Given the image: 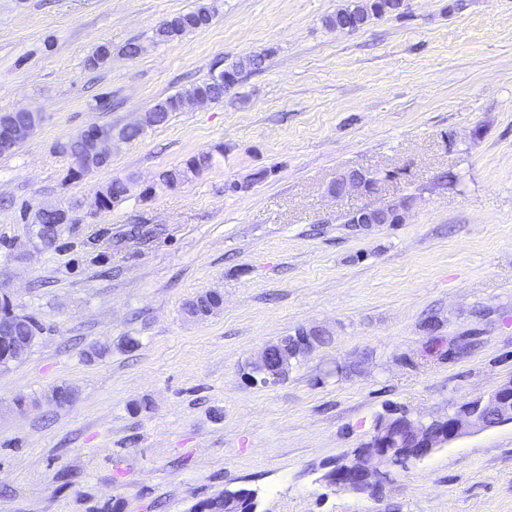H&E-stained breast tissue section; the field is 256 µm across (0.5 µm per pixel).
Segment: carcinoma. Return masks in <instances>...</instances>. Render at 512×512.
<instances>
[{"label":"carcinoma","instance_id":"1","mask_svg":"<svg viewBox=\"0 0 512 512\" xmlns=\"http://www.w3.org/2000/svg\"><path fill=\"white\" fill-rule=\"evenodd\" d=\"M403 0H351V3L336 10L325 19L326 26L336 27L342 22H348L355 28L361 29L374 18L388 13H400ZM213 8L201 4L196 8L177 13L165 19L156 29L152 43L164 44L177 41L189 33L200 32L209 28L214 20ZM267 55L257 53L242 58L230 66L211 75L207 80L194 84L183 92L169 96L157 102L141 118L121 127L117 134H112V128H104L102 132L114 135L119 142H130L139 138L148 128L166 123L174 112H181L184 108L196 101L205 100L219 102L224 99V93L235 85L246 72H260L264 68ZM0 121L7 123L18 131V137L10 148L1 149L0 155L13 153L27 141L28 132L35 126L36 120L24 110H16L0 116ZM57 150L69 155L82 163L83 172L89 173L110 165V159L98 157L92 152L87 139L81 134L69 137L66 141L57 144ZM213 163L211 154L192 156L179 166H174L161 173L162 180L171 186L180 185L193 178L201 176ZM134 177L127 175L123 178L115 177L100 189L102 209L110 210L122 204L128 198ZM62 204L53 201L38 203L36 212L38 221L32 225L31 241H36L49 247L56 237L60 236L62 224L58 214ZM221 300L216 294H205L191 301L187 313L192 317L203 318L219 309ZM40 332L39 324L29 315L10 325V334L20 341L28 344ZM250 491L247 489L227 491L225 506L229 512H251L253 503L249 501Z\"/></svg>","mask_w":512,"mask_h":512}]
</instances>
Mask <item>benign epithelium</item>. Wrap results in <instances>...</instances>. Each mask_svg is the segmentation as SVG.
Instances as JSON below:
<instances>
[{
    "label": "benign epithelium",
    "mask_w": 512,
    "mask_h": 512,
    "mask_svg": "<svg viewBox=\"0 0 512 512\" xmlns=\"http://www.w3.org/2000/svg\"><path fill=\"white\" fill-rule=\"evenodd\" d=\"M365 177L366 173L360 172L338 181L328 189V194L339 199L351 190L369 193L371 186L365 183ZM322 333L324 330L317 327L306 329L298 338L297 349L308 355L317 346V337ZM291 368L288 347L276 350L268 344L249 364L247 378L255 386H263L285 379ZM511 402L512 384H503L426 423L400 413L382 417L360 447L353 449L344 459L323 464L320 481L335 491L378 498L395 473L427 459L449 440L501 424Z\"/></svg>",
    "instance_id": "benign-epithelium-1"
}]
</instances>
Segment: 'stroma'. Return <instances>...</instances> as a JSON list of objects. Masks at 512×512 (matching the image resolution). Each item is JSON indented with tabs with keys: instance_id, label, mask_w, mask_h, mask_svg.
Wrapping results in <instances>:
<instances>
[{
	"instance_id": "1",
	"label": "stroma",
	"mask_w": 512,
	"mask_h": 512,
	"mask_svg": "<svg viewBox=\"0 0 512 512\" xmlns=\"http://www.w3.org/2000/svg\"><path fill=\"white\" fill-rule=\"evenodd\" d=\"M201 2L0 0V113L42 116L0 156V285L41 327L0 369V512H191L240 487L262 512H512V423L449 441L381 501L319 481L389 410L426 418L512 379V0H404L353 32L325 24L349 0H213L209 29L151 46ZM131 42L147 52L129 58ZM260 52L263 71L114 147L107 168L73 177L54 149ZM201 153L200 177L160 181ZM347 169L376 173L374 192L328 196ZM130 174L129 198L97 210ZM398 197L403 223L346 228ZM44 200L70 207L49 248L20 216ZM207 292L221 308L189 317ZM430 315L473 348L421 359ZM315 325L331 342L285 380L245 378L265 345Z\"/></svg>"
}]
</instances>
